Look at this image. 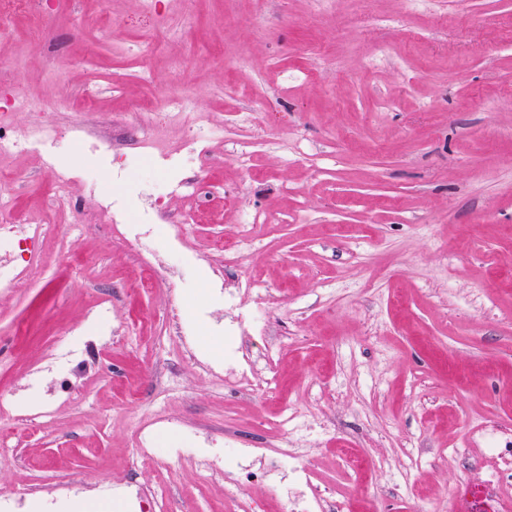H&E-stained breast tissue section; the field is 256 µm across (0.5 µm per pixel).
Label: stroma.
I'll list each match as a JSON object with an SVG mask.
<instances>
[{"instance_id": "1", "label": "stroma", "mask_w": 512, "mask_h": 512, "mask_svg": "<svg viewBox=\"0 0 512 512\" xmlns=\"http://www.w3.org/2000/svg\"><path fill=\"white\" fill-rule=\"evenodd\" d=\"M30 0L0 52V92L45 107L99 86L117 150L61 141L67 197L46 157L0 156L10 197L39 222L0 288V492L30 512H98L115 487L164 512H240L190 452L139 438L156 416L223 446L279 442L282 407L312 409L313 483L357 512H458L484 480L486 428L512 448V0ZM67 75L51 76L53 65ZM189 93L215 169L166 191L163 166L112 181L144 133L178 155L170 95ZM148 97L149 112H127ZM248 144L252 168L233 159ZM132 194L205 208L174 278L139 287L141 243L69 222ZM264 215L261 224L253 215ZM224 269L271 291L279 385L217 367L224 306L200 280ZM213 360L189 359L171 315Z\"/></svg>"}]
</instances>
